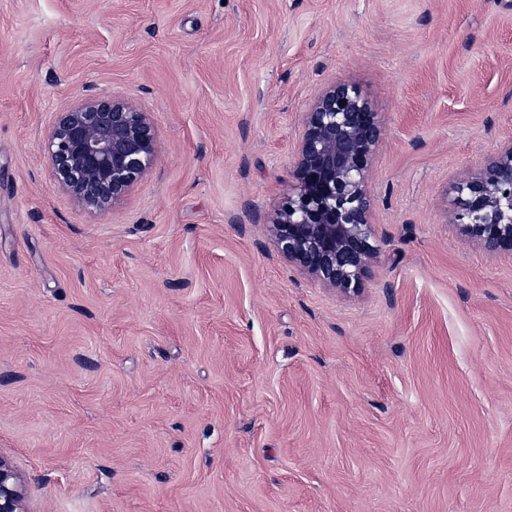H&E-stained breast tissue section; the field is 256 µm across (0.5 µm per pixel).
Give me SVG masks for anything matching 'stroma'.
Here are the masks:
<instances>
[{
	"label": "stroma",
	"mask_w": 512,
	"mask_h": 512,
	"mask_svg": "<svg viewBox=\"0 0 512 512\" xmlns=\"http://www.w3.org/2000/svg\"><path fill=\"white\" fill-rule=\"evenodd\" d=\"M384 126L374 257L277 251L303 114ZM89 96L159 158L93 215L42 151ZM512 140V0H0V456L28 512H512V254L453 183Z\"/></svg>",
	"instance_id": "obj_1"
}]
</instances>
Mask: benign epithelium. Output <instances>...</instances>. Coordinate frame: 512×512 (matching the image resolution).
Masks as SVG:
<instances>
[{
	"mask_svg": "<svg viewBox=\"0 0 512 512\" xmlns=\"http://www.w3.org/2000/svg\"><path fill=\"white\" fill-rule=\"evenodd\" d=\"M381 123L353 85H332L303 116L295 183L271 221L280 254L323 285L357 292L372 257L368 179ZM45 154L57 184L83 209L108 214L157 160L149 113L90 97L59 114ZM454 217L487 252H512V142L456 181ZM0 512H26L23 479L0 457Z\"/></svg>",
	"mask_w": 512,
	"mask_h": 512,
	"instance_id": "obj_1",
	"label": "benign epithelium"
}]
</instances>
